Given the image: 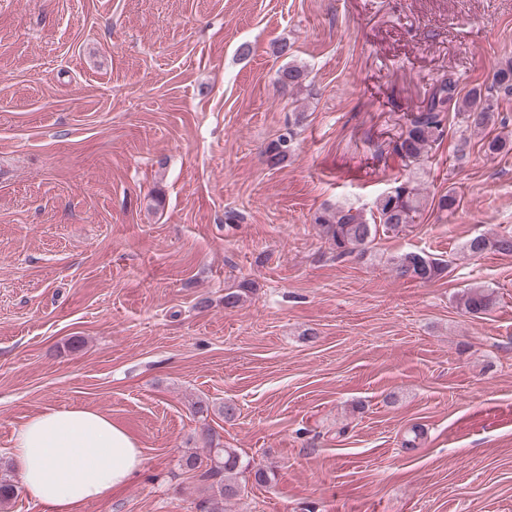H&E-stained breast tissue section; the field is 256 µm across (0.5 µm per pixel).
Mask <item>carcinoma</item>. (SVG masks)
Returning a JSON list of instances; mask_svg holds the SVG:
<instances>
[{
    "instance_id": "1",
    "label": "carcinoma",
    "mask_w": 512,
    "mask_h": 512,
    "mask_svg": "<svg viewBox=\"0 0 512 512\" xmlns=\"http://www.w3.org/2000/svg\"><path fill=\"white\" fill-rule=\"evenodd\" d=\"M304 78V66L295 62L277 71V82L284 89L293 90L301 86ZM499 95L512 97V60L495 67L491 84L484 91L474 88L464 93L456 74H448L433 87L423 105L408 119L405 130L396 141V153L412 162L420 160L433 145L443 140L452 114L464 117L471 127L486 132L483 141L485 153H511V140L488 132L499 119L496 107ZM302 119L303 113H296L286 131L267 145L265 154L270 167L282 165L291 156L295 127ZM422 208L423 195L406 181L379 195L369 217L351 206L327 205L314 214L313 223L320 227L336 257L343 258L365 254L381 231L399 233L400 229L414 223ZM465 249L473 256L489 249L512 255V233L494 238L477 235L466 242ZM390 264L396 278L423 283L442 277L448 270L447 261L416 251L400 253L390 259ZM459 303L468 314L479 317L492 311L497 298L492 289L480 285L464 292ZM206 459L210 464L204 476L219 479L217 490L209 499L208 512H224V503L240 494L235 475L242 468L241 458L233 448H211Z\"/></svg>"
}]
</instances>
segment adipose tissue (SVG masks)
<instances>
[{
	"instance_id": "obj_1",
	"label": "adipose tissue",
	"mask_w": 512,
	"mask_h": 512,
	"mask_svg": "<svg viewBox=\"0 0 512 512\" xmlns=\"http://www.w3.org/2000/svg\"><path fill=\"white\" fill-rule=\"evenodd\" d=\"M11 456L24 493L43 512H80L141 470L139 442L97 411L50 408L15 433Z\"/></svg>"
}]
</instances>
